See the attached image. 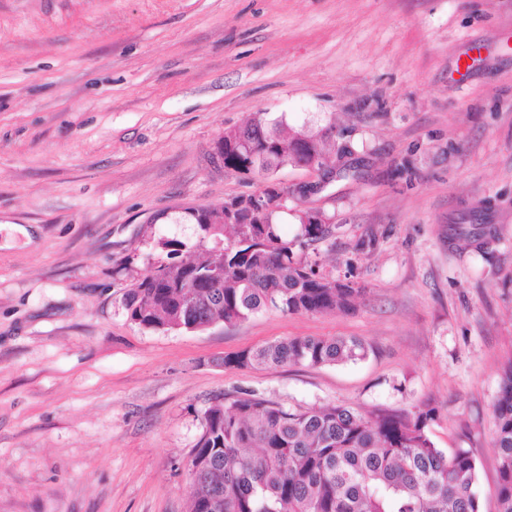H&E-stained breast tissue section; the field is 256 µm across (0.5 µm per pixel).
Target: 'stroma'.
Wrapping results in <instances>:
<instances>
[{"instance_id": "1", "label": "stroma", "mask_w": 512, "mask_h": 512, "mask_svg": "<svg viewBox=\"0 0 512 512\" xmlns=\"http://www.w3.org/2000/svg\"><path fill=\"white\" fill-rule=\"evenodd\" d=\"M335 131L354 170L288 209L337 227L320 272L348 312L265 309L153 330L123 298L182 208L260 190L216 166L256 115ZM487 224L483 253L452 225ZM376 233L371 250L358 251ZM298 336L364 359L236 369ZM512 357V0H0V512H187L201 418L436 407L497 512L492 404Z\"/></svg>"}]
</instances>
